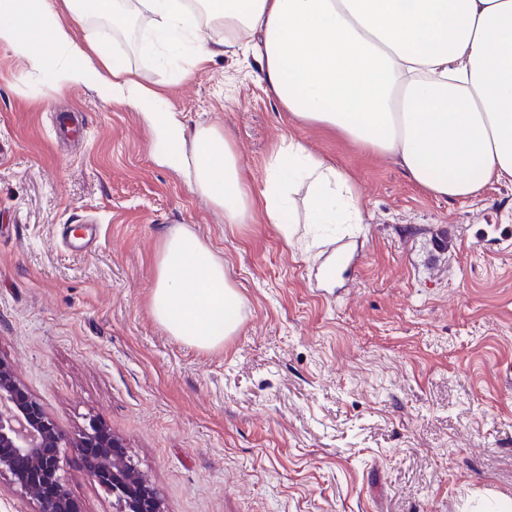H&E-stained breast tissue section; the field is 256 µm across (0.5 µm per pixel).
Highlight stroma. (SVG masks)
Masks as SVG:
<instances>
[{
    "instance_id": "stroma-1",
    "label": "stroma",
    "mask_w": 512,
    "mask_h": 512,
    "mask_svg": "<svg viewBox=\"0 0 512 512\" xmlns=\"http://www.w3.org/2000/svg\"><path fill=\"white\" fill-rule=\"evenodd\" d=\"M85 31L161 111L225 134L253 188L299 140L336 162L364 221L313 249L260 219L228 230L97 75L60 89L0 47V358L65 436L100 419L165 512H497L512 499V183L434 196L395 158L296 121L253 57L198 66ZM68 224L97 225L95 248L66 251ZM178 224L246 300L222 348L185 345L153 316ZM65 470L77 512H116L77 454Z\"/></svg>"
}]
</instances>
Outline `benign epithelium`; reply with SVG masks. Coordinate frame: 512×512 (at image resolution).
I'll list each match as a JSON object with an SVG mask.
<instances>
[{
  "label": "benign epithelium",
  "instance_id": "7a95c632",
  "mask_svg": "<svg viewBox=\"0 0 512 512\" xmlns=\"http://www.w3.org/2000/svg\"><path fill=\"white\" fill-rule=\"evenodd\" d=\"M0 477L34 512H74L62 468L67 449H96L85 471L115 498L117 512H163L162 499L119 438L96 418L76 441L59 430L40 400L0 358Z\"/></svg>",
  "mask_w": 512,
  "mask_h": 512
}]
</instances>
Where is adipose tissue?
I'll return each mask as SVG.
<instances>
[{
  "label": "adipose tissue",
  "mask_w": 512,
  "mask_h": 512,
  "mask_svg": "<svg viewBox=\"0 0 512 512\" xmlns=\"http://www.w3.org/2000/svg\"><path fill=\"white\" fill-rule=\"evenodd\" d=\"M144 14L160 41L197 60L253 55L284 110L397 158L435 196L467 198L488 182L512 183V0H0V46L39 69L45 55L32 28L40 26L60 54L59 86L97 73L113 101L137 107L168 145L161 163L193 169L197 191L223 209L225 224L260 215L290 243L302 223H362L351 184L332 161L292 142L272 157L265 186L253 189L216 128L190 129L158 111L154 89L74 34L94 17L126 31ZM213 23L244 41L203 39ZM152 307L171 336L213 349L238 332L245 300L223 259L179 225L162 243Z\"/></svg>",
  "instance_id": "adipose-tissue-1"
}]
</instances>
